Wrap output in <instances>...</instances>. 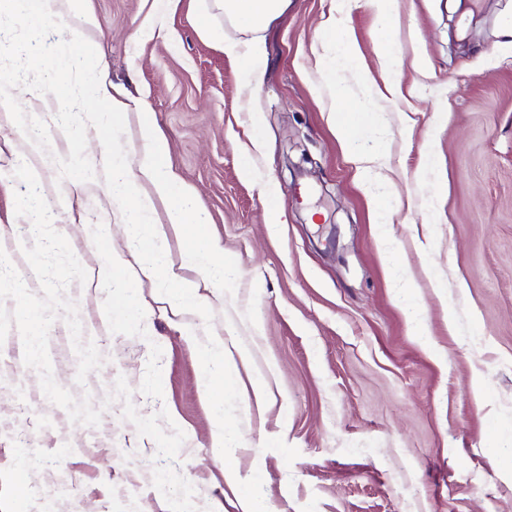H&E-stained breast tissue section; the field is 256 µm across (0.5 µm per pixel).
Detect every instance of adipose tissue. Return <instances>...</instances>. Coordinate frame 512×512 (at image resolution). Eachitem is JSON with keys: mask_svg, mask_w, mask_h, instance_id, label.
<instances>
[{"mask_svg": "<svg viewBox=\"0 0 512 512\" xmlns=\"http://www.w3.org/2000/svg\"><path fill=\"white\" fill-rule=\"evenodd\" d=\"M219 3L226 16L255 33L248 42H226L222 48L226 54L237 56L245 62L247 83L258 86L266 63V51L257 33L287 9L289 0H219ZM54 61L72 73L68 82L52 85L50 93L55 100H68L76 109H81L84 99L89 96L107 102V109L84 112L82 120L89 130L96 132L127 124L128 103L121 99L119 91L111 90L106 80L90 78L68 44L58 46ZM165 149L162 138L151 125L145 124L140 130V144L134 152L115 149L100 157L101 165L112 176L113 204L125 208L127 223L138 228L129 246L149 268L161 260L162 244L169 232L179 231L186 224L200 227L207 222L206 215L194 205L193 191L178 186L175 174L165 163ZM157 199L168 206L167 224L154 223L151 218L153 202ZM219 252L216 243L196 236L187 256L197 262L199 279L189 282L179 275H172L177 308L199 309L203 302L199 288L204 283H217L225 290H232L238 271L231 263L219 260ZM213 441L224 454L226 481L248 491L251 497L247 512H262L255 480L242 478L235 466V434L220 428L214 432Z\"/></svg>", "mask_w": 512, "mask_h": 512, "instance_id": "ef3b65f1", "label": "adipose tissue"}]
</instances>
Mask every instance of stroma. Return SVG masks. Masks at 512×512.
<instances>
[{"label":"stroma","mask_w":512,"mask_h":512,"mask_svg":"<svg viewBox=\"0 0 512 512\" xmlns=\"http://www.w3.org/2000/svg\"><path fill=\"white\" fill-rule=\"evenodd\" d=\"M332 15L346 22L366 82L321 69ZM511 20L512 0H471L464 11L459 0H395L384 22L364 0H290L261 33L267 65L254 91L220 46L253 34L216 0H83L11 45L0 77L38 63L64 81L50 46L66 43L145 110L239 276L231 293L207 291L199 310L171 308L170 272L197 276L182 232L170 233L166 263L143 273L99 164L113 142L137 149V121L116 135L76 121L64 143L68 105L45 112L24 98L0 117V249L41 294L23 253L32 222L15 211L26 186L14 176L37 129L51 151L35 169L40 192L88 274L66 296L82 342L102 357L77 384L69 328L55 320L56 383L102 411L98 426L72 423L10 326L0 344V512L20 501L27 512H242L212 446L222 426L239 438L241 473L260 474L270 512H512ZM383 38L403 61L395 96L382 92ZM341 105L382 117L383 139L342 140ZM255 127L264 148L247 176L240 154ZM296 141L310 158L302 175L286 166ZM369 150L386 161L387 248L352 161ZM269 177L283 213L273 236ZM395 268L429 345L395 298ZM207 343L226 353L209 392Z\"/></svg>","instance_id":"35a3bbf8"}]
</instances>
